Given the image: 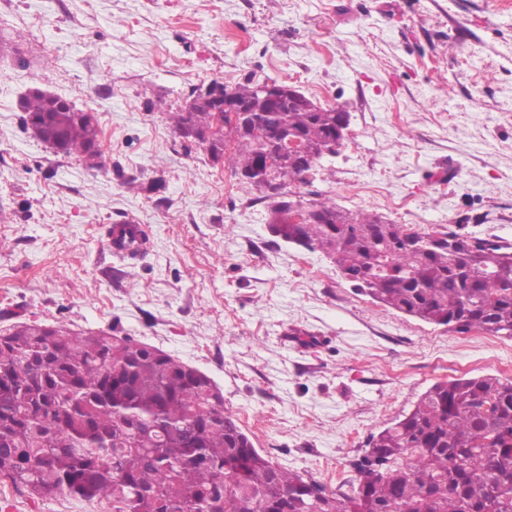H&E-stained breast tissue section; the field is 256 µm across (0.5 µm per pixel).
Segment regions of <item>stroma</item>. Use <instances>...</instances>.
<instances>
[{
    "label": "stroma",
    "mask_w": 512,
    "mask_h": 512,
    "mask_svg": "<svg viewBox=\"0 0 512 512\" xmlns=\"http://www.w3.org/2000/svg\"><path fill=\"white\" fill-rule=\"evenodd\" d=\"M293 84L350 116L311 186L350 213L512 244V0H0V329H112L205 373L255 448L350 484L433 384L512 378V336L402 315L274 240L227 163L170 116L192 86ZM42 87L92 108L87 162L25 132ZM144 225L141 259L110 228ZM0 512H99L0 480ZM116 226L123 227L126 230L123 237L111 235L108 239V246L115 254L128 258H139L146 251V233L141 224H135L133 221H123Z\"/></svg>",
    "instance_id": "stroma-1"
}]
</instances>
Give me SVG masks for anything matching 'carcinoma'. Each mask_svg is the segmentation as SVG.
Instances as JSON below:
<instances>
[{
	"label": "carcinoma",
	"mask_w": 512,
	"mask_h": 512,
	"mask_svg": "<svg viewBox=\"0 0 512 512\" xmlns=\"http://www.w3.org/2000/svg\"><path fill=\"white\" fill-rule=\"evenodd\" d=\"M191 88L174 113L179 136L227 163L259 192L271 234L310 252L373 300L450 330L512 336V245L455 231L418 232L373 213L345 214L315 193L317 219L289 222L288 193L307 184L340 120L300 104L260 113L258 125L214 123L213 101ZM25 131L57 153L98 157L93 113L32 91L19 101ZM312 151L255 171L261 143L283 129ZM349 493L327 491L260 453L185 363L112 331L34 321L0 331V478L38 498L78 496L103 512H512V379L438 382L403 418L373 434Z\"/></svg>",
	"instance_id": "1"
}]
</instances>
